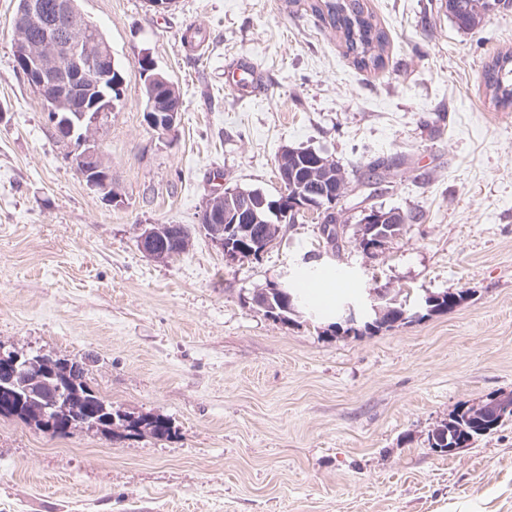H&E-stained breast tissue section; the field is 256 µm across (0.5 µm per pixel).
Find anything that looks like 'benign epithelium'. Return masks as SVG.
<instances>
[{
    "label": "benign epithelium",
    "instance_id": "7a95c632",
    "mask_svg": "<svg viewBox=\"0 0 512 512\" xmlns=\"http://www.w3.org/2000/svg\"><path fill=\"white\" fill-rule=\"evenodd\" d=\"M40 0H28L25 12L13 19V53L17 69L27 84L43 101L51 115L55 136L63 141L81 132V146L73 157V166L86 186L102 195L111 206L123 203V198L112 186V170L95 144L94 135L102 120L115 111L103 88L112 86V54L110 48L99 40L90 41L86 32L91 23L76 0H56L48 17L44 34L36 41L25 39L29 19L43 13ZM146 75L145 100L146 123L161 135L174 131L181 112V103L174 101L177 92L156 71L151 58L143 54L138 59ZM326 194L295 192L283 197L280 217L296 213L322 212L326 206ZM224 208L202 214V223L209 225L212 242L224 252L228 266L239 262L240 253L224 246L227 237L236 238L242 228L237 226L240 214H246L250 223L259 220L265 205L263 198L252 192H235L221 196ZM390 216L376 217L365 227L369 246L365 254L373 256L388 242L398 238L403 222H388ZM175 224H152L143 229L139 247L149 258L167 261L169 247L181 233ZM37 366V359L24 358L15 350L0 348V382L12 383L15 378ZM481 413L497 417L512 411V394H500L477 407Z\"/></svg>",
    "mask_w": 512,
    "mask_h": 512
}]
</instances>
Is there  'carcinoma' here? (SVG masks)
<instances>
[{
  "label": "carcinoma",
  "instance_id": "carcinoma-1",
  "mask_svg": "<svg viewBox=\"0 0 512 512\" xmlns=\"http://www.w3.org/2000/svg\"><path fill=\"white\" fill-rule=\"evenodd\" d=\"M498 0H445L448 17L462 31H473L480 26L489 12L497 9ZM311 11L316 18L328 25L341 40L345 47V55L352 58L353 64L361 70H380L385 67V53L389 44L388 34L369 11L363 0H316L311 5ZM483 82L491 100L502 109L512 107V52H501L492 57L483 68ZM312 156L308 150L298 148L293 152H282L278 158L277 172L288 170V184L295 188L306 190L311 187L331 194L340 199L348 191V176L338 162L331 160L319 167L310 165ZM391 164L385 160L377 159L368 165L367 184L379 185L386 179V172L390 171ZM270 211L263 212L261 221L251 225L250 232L244 234L249 240L264 239L266 237H279L281 223ZM343 226L342 211L332 210L324 213L318 230L326 246L337 249L342 234L337 227ZM269 296L271 307L277 313H286V308L294 306L304 299L300 290L287 284L281 286V291L269 288L256 297ZM465 298L464 292L438 294L431 297L432 311L443 312L451 310ZM404 320L402 307L392 306L382 316L366 322L364 331H371L382 327H390ZM42 378L30 384L29 395L25 396V403L17 407L11 415L18 417L35 426H40L39 409L44 398L54 393L57 395L55 413L68 421L84 422L85 414L82 407L95 402L105 409L95 419L96 429L103 432L112 431L117 425L126 431L136 434L147 432L156 438H167L170 435L168 421L160 416H139L132 418L113 409L112 402L98 395L88 384L84 367L69 358L50 360L42 358L39 365ZM512 418L508 414L503 419L486 421L473 412V408H461L448 419V423L435 431L431 439V447L445 449L448 445H471L472 441L480 436L489 434L500 428L505 421Z\"/></svg>",
  "mask_w": 512,
  "mask_h": 512
}]
</instances>
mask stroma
<instances>
[{"mask_svg": "<svg viewBox=\"0 0 512 512\" xmlns=\"http://www.w3.org/2000/svg\"><path fill=\"white\" fill-rule=\"evenodd\" d=\"M389 36L384 69H357L307 0H80L125 72L124 103L97 134L123 196L108 205L73 169L11 48L16 0H0V345L85 361L113 408L169 420L172 435L59 437L0 416V512H512V422L445 454L431 434L458 409L512 391V112L482 72L512 50V9L459 31L438 0H366ZM204 39L187 43L186 31ZM149 55L180 89L173 133L144 120ZM249 58L255 96L226 89ZM363 173L397 166L386 190L340 202L345 242L326 250L309 214L259 258L226 266L201 228L225 188L281 191L283 148ZM421 223L376 256L356 246L364 208ZM148 224H182L187 252L146 257ZM337 271L333 308L287 322L253 298ZM409 312L336 335L367 292ZM466 291L420 316L426 296Z\"/></svg>", "mask_w": 512, "mask_h": 512, "instance_id": "obj_1", "label": "stroma"}]
</instances>
